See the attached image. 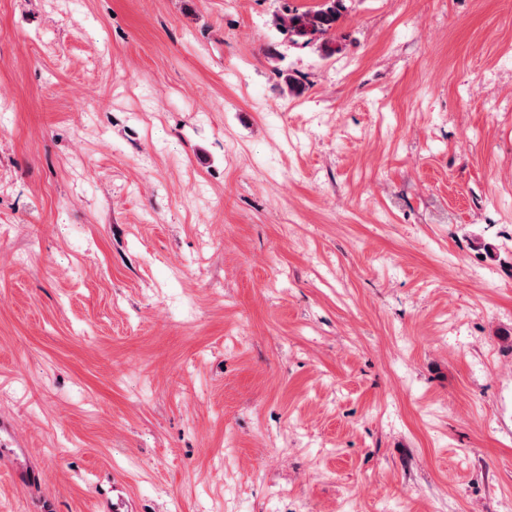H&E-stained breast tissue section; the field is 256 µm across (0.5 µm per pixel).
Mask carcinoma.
I'll list each match as a JSON object with an SVG mask.
<instances>
[{
    "instance_id": "1",
    "label": "carcinoma",
    "mask_w": 512,
    "mask_h": 512,
    "mask_svg": "<svg viewBox=\"0 0 512 512\" xmlns=\"http://www.w3.org/2000/svg\"><path fill=\"white\" fill-rule=\"evenodd\" d=\"M344 0H322V3L306 10H290L276 18V26L288 33L295 45L308 46L321 42L322 50L330 55L338 51L328 40L337 29L344 9Z\"/></svg>"
}]
</instances>
